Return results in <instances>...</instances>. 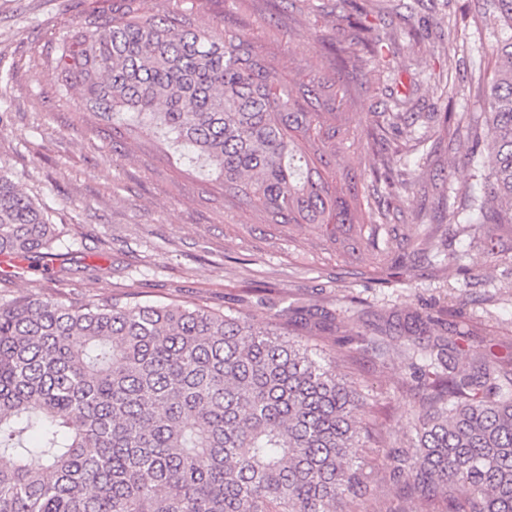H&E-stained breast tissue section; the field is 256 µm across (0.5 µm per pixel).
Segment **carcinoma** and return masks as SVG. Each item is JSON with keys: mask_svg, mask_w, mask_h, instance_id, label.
<instances>
[{"mask_svg": "<svg viewBox=\"0 0 512 512\" xmlns=\"http://www.w3.org/2000/svg\"><path fill=\"white\" fill-rule=\"evenodd\" d=\"M60 42L52 66L94 112L130 139L154 130L188 163L269 224H312L354 254L392 232L359 185L410 192L428 160L395 148L348 161L359 144L350 97L317 70L291 84L246 28L197 30L193 7L143 13L142 0H103ZM510 34L495 59L488 112L443 113L452 141L469 144L484 174L472 215L512 224V0H490ZM364 25L361 50L381 40ZM407 101L366 127L375 141L401 132ZM347 230L343 239L336 229ZM62 248L47 207L0 171V255ZM272 311L250 322L232 311L150 303L134 296L64 302L19 296L0 303V512H357L369 495L359 462L380 442L360 433L353 391L336 360L288 337L336 320L294 300L263 297ZM447 342L410 340L411 379H431L405 448L382 465L397 485L448 512H512V347L472 353L473 371L448 368ZM37 430L35 441L23 436Z\"/></svg>", "mask_w": 512, "mask_h": 512, "instance_id": "cac0c4a2", "label": "carcinoma"}]
</instances>
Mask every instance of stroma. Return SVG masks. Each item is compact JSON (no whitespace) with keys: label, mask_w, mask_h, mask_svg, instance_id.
Segmentation results:
<instances>
[{"label":"stroma","mask_w":512,"mask_h":512,"mask_svg":"<svg viewBox=\"0 0 512 512\" xmlns=\"http://www.w3.org/2000/svg\"><path fill=\"white\" fill-rule=\"evenodd\" d=\"M96 0H0V65L15 78L0 91V166L44 204L68 246L50 274L12 277L0 262V302L25 294L81 301L129 294L256 316L251 290L326 309L336 320L314 336L335 356L338 372L371 408L383 450L405 445L412 411L427 393L408 384L401 347L415 336L414 316L452 317L472 348L512 345V224L465 227L448 220L478 192V172L465 142L449 144L438 115L448 103L484 109L494 61L483 43L501 28L483 0H404L397 12L376 0H209L195 10V28L216 24L250 29L259 49L292 70L322 68L338 76L362 119L409 97L419 113L414 131L435 151L405 201L394 202L388 223L399 234L351 256L308 224H267L259 211L226 207L214 177L179 160L149 134L120 147L110 120L89 112L66 89L63 76L41 65ZM389 40L381 56L340 70L336 47L351 48L356 21ZM463 75L461 95L441 96L448 72ZM433 227L432 250L418 251L421 222ZM382 332L387 358L360 346L362 334ZM371 493L363 512H445L444 501L394 494L383 471L365 468Z\"/></svg>","instance_id":"35a3bbf8"}]
</instances>
